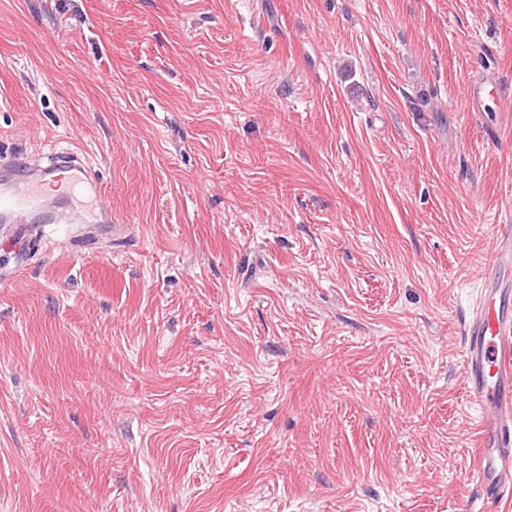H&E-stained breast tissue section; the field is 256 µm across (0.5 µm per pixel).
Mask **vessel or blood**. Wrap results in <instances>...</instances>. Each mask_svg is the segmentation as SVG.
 <instances>
[{"mask_svg":"<svg viewBox=\"0 0 512 512\" xmlns=\"http://www.w3.org/2000/svg\"><path fill=\"white\" fill-rule=\"evenodd\" d=\"M0 225L14 240L26 238L25 219H39L47 184L74 176L87 197L96 200V224L112 221L102 203L96 172L78 154L67 151L57 163L32 167L27 160H1ZM465 385L476 414L469 427L476 441L473 474L484 501L512 494V281L485 280L465 332Z\"/></svg>","mask_w":512,"mask_h":512,"instance_id":"b4317fda","label":"vessel or blood"}]
</instances>
